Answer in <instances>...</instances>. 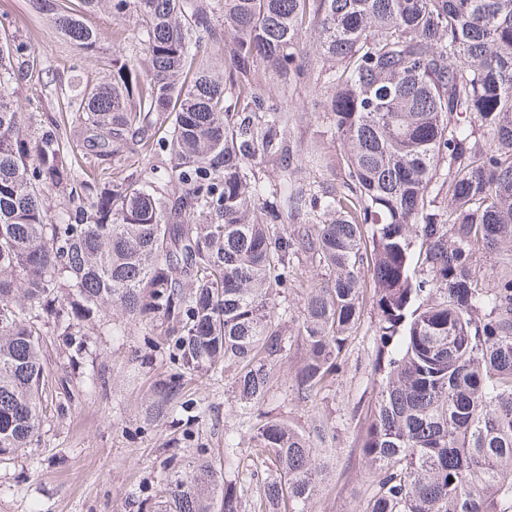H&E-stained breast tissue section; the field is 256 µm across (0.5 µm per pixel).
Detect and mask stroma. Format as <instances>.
Here are the masks:
<instances>
[{
    "instance_id": "35a3bbf8",
    "label": "stroma",
    "mask_w": 512,
    "mask_h": 512,
    "mask_svg": "<svg viewBox=\"0 0 512 512\" xmlns=\"http://www.w3.org/2000/svg\"><path fill=\"white\" fill-rule=\"evenodd\" d=\"M85 21L104 34L92 51L72 45L32 9L29 0H0V24L26 41L42 64L41 71L15 92L35 118L59 112L70 78L92 84L110 81L104 62L113 51L112 32L122 30L129 38L137 33L132 14L117 20L101 10L86 14ZM281 104L293 116L289 132L290 144L301 156L298 181L343 192L348 170L319 98L299 83ZM376 322L372 305H365L360 325L345 347L342 372L306 400L298 399L292 389L290 377L302 350L291 347L264 405L270 414L298 425L323 424L335 437L329 477L312 512H358L370 491L371 473L358 456V442L375 396ZM144 335L136 324L122 338L89 337L87 357L73 368L60 338L48 334L49 380L64 378L68 385L44 399L39 443L0 458V512H125L130 496L153 495L169 443L181 432L170 423L145 417V396L165 376L166 366L161 337L148 342ZM91 377L97 380L92 389L86 385ZM188 389L203 414L191 442L181 451L183 460H192L202 447L213 461L223 462L224 438L229 435L241 448L229 478L244 485L256 483L250 433L240 426L246 408L233 389L232 371L190 381Z\"/></svg>"
}]
</instances>
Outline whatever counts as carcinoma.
<instances>
[{
  "mask_svg": "<svg viewBox=\"0 0 512 512\" xmlns=\"http://www.w3.org/2000/svg\"><path fill=\"white\" fill-rule=\"evenodd\" d=\"M56 3L32 0L80 49L99 43L83 14L101 8L138 32L108 59L111 83L71 80L34 130L14 87L39 61L0 42V454L38 436L50 329L72 361L91 325L160 329L167 374L145 414L189 441L197 377L230 365L256 406L293 340L299 398L336 380L370 282L379 378L359 455L375 487L359 512H509L512 0H224L222 22L207 0ZM229 37L224 79L209 53ZM259 65L321 97L342 195L296 184L288 112L241 97ZM56 187L69 200L52 214ZM301 253L325 279L304 283ZM295 284L293 315L278 297ZM249 428L274 469L251 495L199 448L186 467L170 455L161 512H309L324 430L263 412Z\"/></svg>",
  "mask_w": 512,
  "mask_h": 512,
  "instance_id": "cac0c4a2",
  "label": "carcinoma"
}]
</instances>
